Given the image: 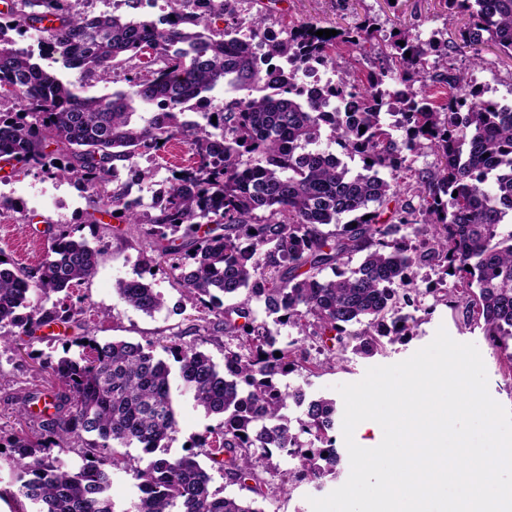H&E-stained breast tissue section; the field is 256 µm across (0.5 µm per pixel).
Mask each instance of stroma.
<instances>
[{"instance_id": "stroma-1", "label": "stroma", "mask_w": 512, "mask_h": 512, "mask_svg": "<svg viewBox=\"0 0 512 512\" xmlns=\"http://www.w3.org/2000/svg\"><path fill=\"white\" fill-rule=\"evenodd\" d=\"M237 8L246 16L266 14L277 28L310 21L324 27L349 28L368 19L383 30L403 29L424 40L436 33L451 45L457 41L461 24L439 0H402L396 10L390 9L385 0H239ZM448 64L472 69L473 80L483 88L487 99L512 105V59L497 48L484 50L477 67L472 66L468 57L451 48ZM1 189L14 190L21 201L17 212L0 219V251L25 267L37 266L44 260L49 224L77 225L86 236L90 233V224L99 216L95 203L88 195L80 193L76 183L53 178L37 169L15 173L0 164ZM101 247L94 277L69 293V303L85 310L81 328L57 327L52 336L33 343L23 339L16 343L0 342V437L6 439L37 430V423L17 417L15 411L24 392L57 386L58 380L47 367L45 358L60 354L65 341L88 334L101 342L116 338L144 345L186 331L189 317L195 316L191 301L174 283L166 265H157L153 270L145 268L143 260L154 250L149 239L120 236L108 230ZM140 273L165 298L163 309L150 316L123 303L113 289L117 280ZM423 303L431 307L432 312L422 315L407 341L371 356L349 354L341 369L314 373L303 369L291 373L283 378V386L303 388L311 398L339 399L338 385L359 381L370 367L391 365L409 358L428 345L442 327L455 341L478 347L486 367L490 395L505 408L512 409V374L507 371L503 353L488 344L481 328L466 324L462 309L435 302L430 295L424 297ZM177 421V431L169 443V451L174 455L183 454L196 435L218 427L221 418L206 414L184 397L179 401ZM334 436L335 446L343 455L337 482L319 487L292 482L294 460L278 458L277 471L268 474L267 479L274 483L290 480V492L264 502L265 512H312L310 498L325 497L334 490L336 483L346 482L350 461L345 457L347 448L342 429H335Z\"/></svg>"}]
</instances>
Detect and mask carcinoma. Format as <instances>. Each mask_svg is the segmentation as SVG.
Masks as SVG:
<instances>
[{"instance_id":"obj_1","label":"carcinoma","mask_w":512,"mask_h":512,"mask_svg":"<svg viewBox=\"0 0 512 512\" xmlns=\"http://www.w3.org/2000/svg\"><path fill=\"white\" fill-rule=\"evenodd\" d=\"M82 2L6 0L0 11V103L12 105L0 110V162L88 186L129 234L154 240L157 257L144 264L165 263L203 307L197 329L227 341L221 365L181 334L147 346L94 336L63 346L49 363L61 387L21 398L20 416L37 418L40 432L0 449L35 512H117L109 467H121L119 449L132 446L147 458L132 470L139 496L122 512H264L255 503L286 488L261 473L283 455L297 460L299 481L336 477V401L307 402L299 390L282 389L281 378L303 368L307 355L294 341L279 343L269 317L304 332L325 356L318 367H333L350 348L372 354L412 334L417 319L401 311L420 310L419 297L431 294L463 308L494 348L508 349L512 105L482 99L471 74L448 66V43L405 32L380 37L370 24L330 38L316 36L321 26L311 22L277 32L264 14L240 18L230 0H166L174 18L165 25L132 14L91 17ZM444 5L467 17L458 47L473 53L472 65L488 42L512 56V0ZM219 16L222 28L212 25ZM244 21L263 38L267 59L286 57L301 68L315 58L329 66L335 111H321L318 99L300 101L277 68L262 69L254 44L233 38ZM27 29L41 31L56 61L80 81L121 74L130 91L110 99L76 95L17 47L10 32ZM373 41L384 43V59L357 85L338 47ZM227 84L237 96L224 111L207 114L205 125L183 120L189 100ZM138 104L152 112L135 121ZM387 104L394 111H384ZM176 137L194 164L171 173L150 203L131 197L133 182L119 181V170L135 157L160 156ZM422 148L438 158L431 171L414 170L408 157ZM344 156L359 159L361 170ZM411 191L417 208L404 198ZM330 224L335 229L324 230ZM403 226L413 230L409 242L397 237ZM78 231L50 225L47 255L34 268L0 251V341L81 327L82 308L44 305L96 273L101 249ZM357 253L360 264L347 267ZM421 267L436 275L423 289L414 280ZM243 290V301L224 306ZM115 291L150 316L165 305L141 274L117 280ZM254 300L266 318L258 319ZM73 346L81 348L77 357L69 355ZM185 395L224 416L194 448L254 499L212 489L193 448L169 454ZM290 403L306 405L294 425L283 413ZM75 437L83 447L73 472L53 451Z\"/></svg>"}]
</instances>
